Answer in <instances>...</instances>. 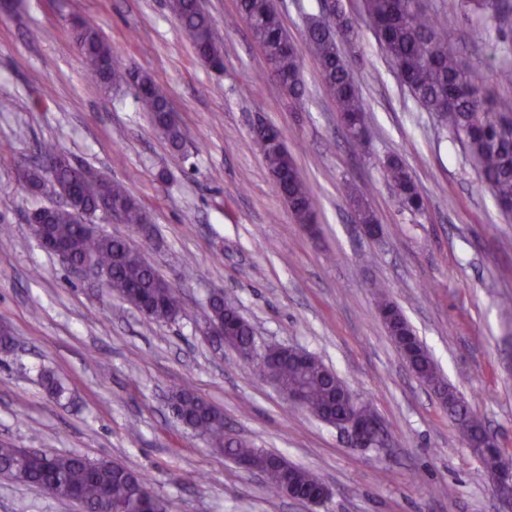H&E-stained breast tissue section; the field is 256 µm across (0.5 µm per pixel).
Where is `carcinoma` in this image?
<instances>
[{"label": "carcinoma", "instance_id": "cac0c4a2", "mask_svg": "<svg viewBox=\"0 0 512 512\" xmlns=\"http://www.w3.org/2000/svg\"><path fill=\"white\" fill-rule=\"evenodd\" d=\"M333 12L310 16L300 43L296 44L284 27L274 0H239L238 15L249 26L254 41L261 47L269 63V72L289 99L298 101L305 92L301 75L303 58L317 61L323 83L333 96L340 118L351 125V140L364 144L366 103L354 84L349 66L337 39L355 51L360 41L359 20L367 27L386 56L396 66L401 82L413 98L439 124L448 129L462 146L477 169L482 187L494 197L499 209L512 216V100L491 99L481 105L478 88L463 66L457 46L448 40L451 18L445 10L429 12L420 6L422 0H359L358 8L348 12L335 0ZM477 21L469 29L474 43L486 41L487 27L482 21L489 0H468ZM167 8L179 22L181 30L196 56L217 62L222 58L218 32L199 0H167ZM74 39L81 55L86 79L106 88L128 84V70L120 66L118 55L101 35L94 21L75 26ZM142 88L135 94L138 106L149 114L154 128L174 149L184 145V133L168 92L150 75H141ZM278 194L287 204L296 223L307 228L318 223L314 196L297 170L280 129L269 125L255 134ZM383 175L398 196L402 207L411 212L426 208L425 199L417 190L409 171L398 158L382 164ZM82 170L71 164L53 170L54 182L60 188L77 185L80 191L65 208L34 211L42 236L49 242L66 247L75 261L87 256L96 260L105 277V286L124 300L138 291L150 298L152 305L143 314L155 322L176 320L181 310L173 304L172 289L164 287L154 267L144 255L127 241L107 234L86 231V219L98 209L99 189L91 182L81 181ZM21 181L31 192L42 191L44 176L37 168L22 171ZM112 198L125 204L127 224H145L147 216L121 183L109 181ZM361 224L377 223L376 216L362 195L352 196ZM211 320L228 323L227 345L234 348L255 346L251 325L237 309L224 303V296L210 299ZM396 349H405L407 364L419 381L435 392H447L448 414L476 430H480L466 403L445 383L434 359L422 342L414 340L413 329L400 313L383 320ZM47 391L60 398L65 385L49 370L41 372ZM276 381L280 390H300L308 409L334 424L346 414L340 399L343 380L321 361L305 365L283 355L278 362ZM169 402L180 422L199 432L211 444L235 461L248 459L252 468L265 474L269 491L282 493V471L295 490L303 493L322 480L310 470L288 462L272 452L256 448L252 443L236 439L224 432V412L189 388L171 393ZM22 449L0 444V474L13 480L43 489L61 499L70 500L69 491L79 493L83 512H105L108 506L103 492L112 503L124 506L126 512H142V498L148 488L142 473L106 459L90 460L79 454L21 455Z\"/></svg>", "mask_w": 512, "mask_h": 512}]
</instances>
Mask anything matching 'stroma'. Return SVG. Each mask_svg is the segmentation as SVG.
Returning <instances> with one entry per match:
<instances>
[{
    "label": "stroma",
    "mask_w": 512,
    "mask_h": 512,
    "mask_svg": "<svg viewBox=\"0 0 512 512\" xmlns=\"http://www.w3.org/2000/svg\"><path fill=\"white\" fill-rule=\"evenodd\" d=\"M425 3L448 11V37L476 80L512 98L495 78L512 65V15L487 11L489 37L474 43L465 0ZM201 6L222 29L220 72L199 61L165 0H0V97L13 101L0 112V327L15 339L0 351V442L122 462L169 512H499L482 463L387 335L374 286H388L449 384L512 456V320L501 312L512 299V221L371 33L348 60L370 107L361 148L314 60L303 63L304 97L291 101L247 26L225 28L238 0ZM81 18L99 24L123 66L166 88L182 151L154 129L132 88L86 80L72 37ZM261 122L282 130L315 195L320 236L296 224L277 193L253 140ZM44 144L141 202L148 232L100 212L90 221L176 288L180 317L149 320L38 244L27 219L47 199L19 174L40 162ZM393 156L424 196L423 212L403 211L384 181L381 164ZM354 192L375 210L380 237L358 228ZM216 292L251 324L259 348L296 347L335 370L380 416L386 446H351L208 336ZM43 367L64 378V398L48 395ZM187 384L223 410L227 432L317 474L325 502L270 494L262 475L174 419L167 398ZM0 512L82 509L0 476Z\"/></svg>",
    "instance_id": "stroma-1"
}]
</instances>
